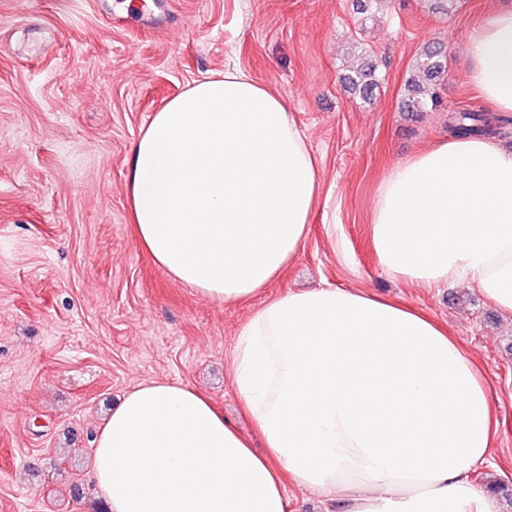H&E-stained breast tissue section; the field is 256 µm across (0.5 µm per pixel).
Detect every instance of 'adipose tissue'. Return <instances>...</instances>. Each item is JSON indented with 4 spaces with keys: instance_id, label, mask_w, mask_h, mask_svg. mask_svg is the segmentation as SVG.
Listing matches in <instances>:
<instances>
[{
    "instance_id": "adipose-tissue-1",
    "label": "adipose tissue",
    "mask_w": 512,
    "mask_h": 512,
    "mask_svg": "<svg viewBox=\"0 0 512 512\" xmlns=\"http://www.w3.org/2000/svg\"><path fill=\"white\" fill-rule=\"evenodd\" d=\"M469 79L512 112V5L468 37ZM321 168L285 101L240 69L195 82L141 129L127 162L137 245L220 304L256 297L302 248ZM369 235L378 267L410 283L474 285L512 313V149L450 135L392 162ZM256 452L195 388L128 392L94 439L110 512H286V482L338 512H494L473 476L498 434L488 387L445 323L343 287L258 306L232 352Z\"/></svg>"
}]
</instances>
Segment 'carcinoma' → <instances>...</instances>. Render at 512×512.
<instances>
[{"instance_id":"obj_1","label":"carcinoma","mask_w":512,"mask_h":512,"mask_svg":"<svg viewBox=\"0 0 512 512\" xmlns=\"http://www.w3.org/2000/svg\"><path fill=\"white\" fill-rule=\"evenodd\" d=\"M447 68L444 49L436 46L425 47L415 58L412 75L405 84L401 111L428 112L440 106L439 86ZM345 87L354 95L364 100L372 97L379 78L377 68L372 63H361L350 67L343 75ZM483 120V115L474 111H463L453 117L451 131L465 134L467 129L481 131L476 122Z\"/></svg>"}]
</instances>
